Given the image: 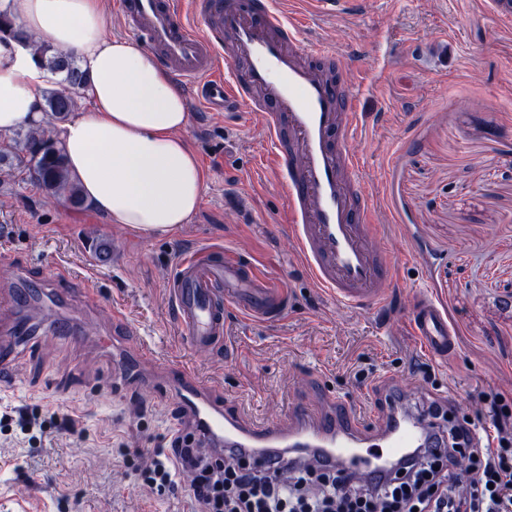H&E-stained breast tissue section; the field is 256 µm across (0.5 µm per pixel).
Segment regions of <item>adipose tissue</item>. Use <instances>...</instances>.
Returning a JSON list of instances; mask_svg holds the SVG:
<instances>
[{
  "instance_id": "obj_1",
  "label": "adipose tissue",
  "mask_w": 512,
  "mask_h": 512,
  "mask_svg": "<svg viewBox=\"0 0 512 512\" xmlns=\"http://www.w3.org/2000/svg\"><path fill=\"white\" fill-rule=\"evenodd\" d=\"M27 33L76 55L92 108L57 139L86 201L111 223L166 233L198 211L205 178L184 136L189 112L173 75L141 44L106 35L103 0H0ZM50 78L30 48L0 44V132L39 126Z\"/></svg>"
}]
</instances>
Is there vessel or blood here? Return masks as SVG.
Returning <instances> with one entry per match:
<instances>
[{
  "instance_id": "1",
  "label": "vessel or blood",
  "mask_w": 512,
  "mask_h": 512,
  "mask_svg": "<svg viewBox=\"0 0 512 512\" xmlns=\"http://www.w3.org/2000/svg\"><path fill=\"white\" fill-rule=\"evenodd\" d=\"M118 8L129 33L193 84L207 111L259 114L272 146L269 164L288 203V236L310 279L346 307L380 306L395 269L370 222L373 207L355 187L359 161L350 141L360 115L351 107V84L336 75L335 50L305 43L297 18L274 0H118ZM168 294L185 346L213 355L224 350L228 314L268 322L288 306L282 288L229 249L220 261L209 249L185 253ZM23 297L17 289L0 291L1 326L13 325ZM409 326L429 355L444 360L454 353L448 315L427 291L417 292ZM148 361L139 341L116 364L136 379ZM163 373L198 428L196 444L205 448H316L367 479L423 444L429 426L399 412L367 417L328 393L293 407L287 422L253 421L241 406L217 400L190 365Z\"/></svg>"
}]
</instances>
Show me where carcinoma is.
<instances>
[{
    "instance_id": "carcinoma-1",
    "label": "carcinoma",
    "mask_w": 512,
    "mask_h": 512,
    "mask_svg": "<svg viewBox=\"0 0 512 512\" xmlns=\"http://www.w3.org/2000/svg\"><path fill=\"white\" fill-rule=\"evenodd\" d=\"M7 39L29 43L43 66L58 76L57 87L42 95L41 110L55 121L66 120L77 110L79 89L85 83L76 59L46 42L33 40L7 11L0 9V41ZM15 169L28 172L44 198L62 200L74 210L87 207L80 186L69 172L66 156L49 131L32 129L18 135L13 143L0 146V171L9 174Z\"/></svg>"
}]
</instances>
